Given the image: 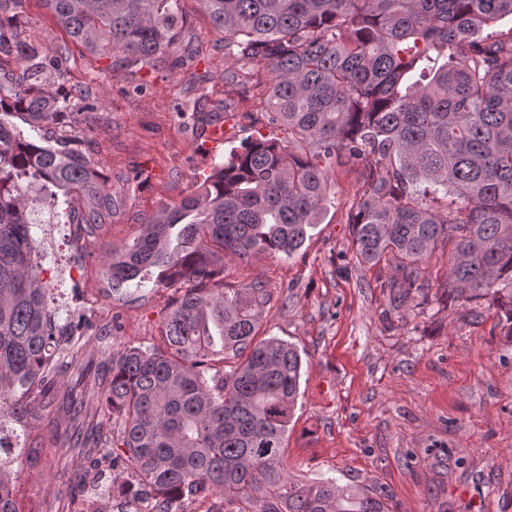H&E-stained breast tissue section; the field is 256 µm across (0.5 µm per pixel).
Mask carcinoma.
<instances>
[{"mask_svg": "<svg viewBox=\"0 0 512 512\" xmlns=\"http://www.w3.org/2000/svg\"><path fill=\"white\" fill-rule=\"evenodd\" d=\"M43 2L114 73L175 71L196 55L178 43L181 0ZM197 2L224 32V81L247 75L263 88L265 124L288 139L244 137L178 208L112 250L115 294L152 279L191 287L163 320L165 348L112 353L100 402L119 429L96 452L132 472L126 498L151 501L149 512L207 492L244 512H390L380 488L285 472L300 353L275 337L255 341L269 300L262 283L206 285L255 251L295 255L327 202L321 162L338 158L365 169L349 220L357 262L393 263L409 291L446 248L448 299L486 304L512 339V33L491 30L512 16V0ZM22 3L0 0V419L36 425L56 401L52 363L73 326L41 288L40 214L100 224L119 202L67 138L43 135L95 104L81 87L60 90L69 52L23 37ZM6 59L21 70H5ZM216 358L235 363L210 377ZM40 453L0 437V512H24L18 473Z\"/></svg>", "mask_w": 512, "mask_h": 512, "instance_id": "carcinoma-1", "label": "carcinoma"}]
</instances>
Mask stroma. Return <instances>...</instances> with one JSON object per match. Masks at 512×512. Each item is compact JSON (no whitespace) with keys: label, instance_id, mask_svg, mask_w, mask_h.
I'll return each instance as SVG.
<instances>
[{"label":"stroma","instance_id":"stroma-1","mask_svg":"<svg viewBox=\"0 0 512 512\" xmlns=\"http://www.w3.org/2000/svg\"><path fill=\"white\" fill-rule=\"evenodd\" d=\"M183 41L197 50L179 73L162 67L114 73L107 60L72 43L42 0H24V35L52 49H68L66 87L88 88L97 109L60 128L87 154L122 205L104 223L45 225L41 279L48 299L75 331L57 364L59 398L49 424L29 430L47 463L21 477L30 512H93L85 476L90 458L70 448L75 421L67 394L98 414L100 383L111 376L110 355L128 346L159 348L161 322L183 284L147 282L112 295L100 270L113 248L132 241L143 219L173 208L245 133L284 138L258 115L251 84L224 81V34L195 0H185ZM237 129L209 147L210 134L190 116ZM329 202L321 221L293 257L253 253L227 263L211 287L261 281L271 295L257 336L297 346L300 397L288 425L283 465L298 479H336L383 489L393 512H512V340L483 307L449 301L442 284L448 254L436 250L423 289L399 300L393 265L357 263L349 217L363 182L361 166L329 167ZM94 381L76 385L78 367Z\"/></svg>","mask_w":512,"mask_h":512}]
</instances>
